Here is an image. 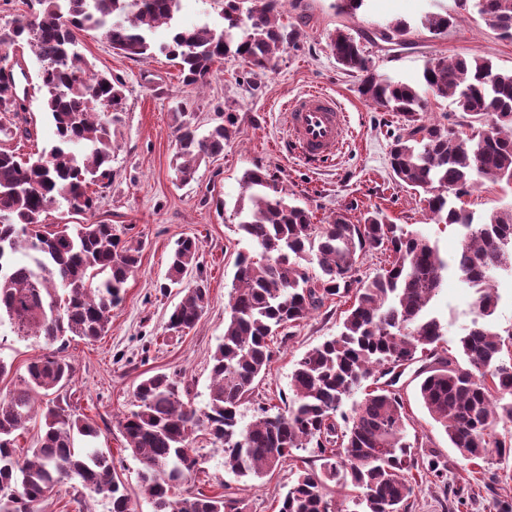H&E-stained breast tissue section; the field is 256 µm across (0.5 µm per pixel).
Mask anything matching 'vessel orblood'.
I'll use <instances>...</instances> for the list:
<instances>
[{
  "label": "vessel or blood",
  "mask_w": 512,
  "mask_h": 512,
  "mask_svg": "<svg viewBox=\"0 0 512 512\" xmlns=\"http://www.w3.org/2000/svg\"><path fill=\"white\" fill-rule=\"evenodd\" d=\"M288 144L305 162L318 165L342 151L347 135V115L336 98L309 90L286 107Z\"/></svg>",
  "instance_id": "vessel-or-blood-1"
}]
</instances>
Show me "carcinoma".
I'll return each instance as SVG.
<instances>
[{
	"label": "carcinoma",
	"mask_w": 512,
	"mask_h": 512,
	"mask_svg": "<svg viewBox=\"0 0 512 512\" xmlns=\"http://www.w3.org/2000/svg\"><path fill=\"white\" fill-rule=\"evenodd\" d=\"M250 6L242 8V4ZM495 30L512 38V0H479ZM179 0H29L27 15L0 30V46L24 42L39 63L42 103L54 125V145L34 160L17 159L9 142L31 136L25 96L13 75H0V321L8 318L19 339L40 338L52 351L27 365L22 386L0 396V512H42L55 488L74 481L73 501L105 499L110 512H134V503L112 455L75 450L78 436L95 439L100 429L75 412L60 391L71 382L68 361L54 349L65 335L96 340L105 335L112 307L140 261L141 242L121 239L106 223L57 224L42 230L39 217L66 205L79 215L95 207L89 188L109 186L112 135L125 114L124 84L99 75L75 50L74 32H102L112 49L134 60L165 52L187 85H205L226 58L252 69L269 68L277 53L299 36L280 22L279 0H224V30L208 25L174 30L171 42L155 47L149 32L173 20ZM425 14L427 29L448 30L457 17L442 0ZM406 21L384 25V39L408 43ZM338 64L360 76L365 99L403 117L402 133L390 144L397 179L423 192L428 217L456 227L461 245L452 261L429 239L394 224L380 209L357 221L338 212L324 223L288 201L276 179L262 168L246 170L241 188L247 202L236 209L237 231L260 258L238 254L234 285L224 307V337L212 355L209 401L201 411L185 380L165 373L144 378L134 409L118 420L125 450L140 464L141 493L153 512H244V500L224 485L207 494L183 488L205 472L194 447L205 432L224 452V466L237 478L259 479L312 449L319 469L299 468L278 512H411L415 477L448 487L447 464L436 455L417 457L408 438L410 418L398 383L420 362L418 397L441 426L450 447L470 463L490 449L512 452L497 427L512 425V328L488 320L498 305L497 275L512 272V208L475 221L458 204L487 182L512 184V72L480 57L435 58L420 85L380 73L362 43L345 30L331 35ZM452 99L470 119L493 123L491 135L472 147L450 127L424 120L428 98ZM175 171L188 182L195 165L224 151L235 134V116L201 134L193 113L174 106ZM201 246L176 242L161 292L178 289L180 300L166 330L197 326L208 306L204 282L182 287L198 266ZM388 255L371 278L357 264L373 252ZM24 259H17V255ZM317 265L319 272H309ZM475 289L473 318L459 337L457 354L440 348L444 324L430 304L448 273ZM350 300L339 333L306 351L290 376L292 396L283 406L260 404L241 423L240 407L273 360L274 339L298 326L327 302ZM364 389L351 412L345 401ZM40 419L31 455L21 457L15 433ZM344 492L341 502L330 486Z\"/></svg>",
	"instance_id": "1"
}]
</instances>
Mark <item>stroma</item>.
Returning <instances> with one entry per match:
<instances>
[{"label": "stroma", "mask_w": 512, "mask_h": 512, "mask_svg": "<svg viewBox=\"0 0 512 512\" xmlns=\"http://www.w3.org/2000/svg\"><path fill=\"white\" fill-rule=\"evenodd\" d=\"M449 12H460L461 21L447 32L431 34L421 17L431 11V0H367L356 13L340 12L336 0H291L281 16L297 26L296 46L279 53L271 68L259 71L225 60L202 87L183 84L176 64L164 54L137 61L113 51L96 30L76 34V49L94 72L119 78L125 85L126 118L117 132L112 157V179L100 193L93 212L73 215L67 208H51L42 223L105 222L127 230L140 240V264L130 275L123 300L113 307L106 336L95 341L67 339L62 352L74 369L67 395L78 413L101 424L95 445L120 463V475L135 502L136 512H153L139 491L138 461L124 451L117 417L132 409L133 392L145 377L165 372L183 376L197 408H204L209 393L210 358L224 335V305L232 289L236 257L243 244L236 232L234 205L242 189L245 170H268L287 190L290 200L307 207L314 223L332 213L352 218L379 208L393 223L406 224L437 242L443 255L454 254L460 237L453 227L429 221L419 193L394 180L388 160L389 144L403 121L397 114L374 107L358 92V74L345 71L328 48L336 29L354 36L372 33L377 25L395 20L411 23V44L390 50L365 45L379 72L409 84L418 83L423 69L436 57H486L501 71L512 70V39L501 38L474 8L458 10L456 0H445ZM224 0H180L177 24H209L222 29ZM25 59L28 98L26 116L30 139L14 140L16 155L50 150L54 143L50 118L42 108L34 77L38 64L27 45L0 49V67ZM319 88L335 95L349 114L352 133L342 153L333 161L311 166L287 149L288 133L280 106L302 92ZM184 100L195 112V123L205 130L222 114L236 117V134L221 155L202 161L192 180H176V138L172 118L175 101ZM184 236L201 243V268L187 274V284L204 281L209 304L200 321L181 336L165 334L164 326L177 303L176 295H162L169 258L176 241ZM472 292L456 278H449L434 301V309L448 330L449 348H456L459 327L472 317ZM342 309L331 305L315 312L294 328L291 340L280 346L270 366L255 381L249 401L240 408L242 422H249L260 403L288 393L293 365L301 355L338 333ZM43 340H18L8 326H0V360L10 368L0 377V392L14 389L27 365L45 355ZM419 380L407 369L399 387L407 403L411 431L424 436L420 456L435 454L448 463V483L460 488L461 502H444L440 488L420 486L414 512H498L501 501L512 502V455L490 454L484 473H469L443 429L429 416L417 396ZM196 447L207 463L199 476L206 492L223 491L235 477L224 469V453L206 436H197ZM495 478L487 491V478ZM294 479L290 466L247 482L241 496L246 512H277Z\"/></svg>", "instance_id": "1"}]
</instances>
